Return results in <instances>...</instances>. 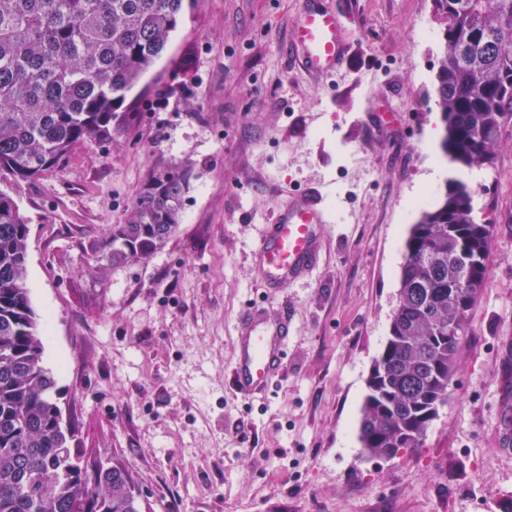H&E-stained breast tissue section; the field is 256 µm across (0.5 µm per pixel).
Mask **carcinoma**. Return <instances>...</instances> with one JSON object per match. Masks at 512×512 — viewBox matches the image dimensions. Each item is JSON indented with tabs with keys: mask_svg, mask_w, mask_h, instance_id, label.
<instances>
[{
	"mask_svg": "<svg viewBox=\"0 0 512 512\" xmlns=\"http://www.w3.org/2000/svg\"><path fill=\"white\" fill-rule=\"evenodd\" d=\"M444 55L435 76L441 149L463 168L492 162L512 110V0H435ZM184 0H0V179L58 170L129 118L127 94L162 56ZM194 179L187 163L146 176L124 224L95 253L114 266L164 249ZM474 194L448 179L411 225L389 336L366 381L359 440L370 458L416 448L448 401L469 313L484 287L492 231ZM30 228L0 190V512H141L124 466L71 451L41 317L27 285Z\"/></svg>",
	"mask_w": 512,
	"mask_h": 512,
	"instance_id": "cac0c4a2",
	"label": "carcinoma"
}]
</instances>
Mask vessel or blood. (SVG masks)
<instances>
[{
    "mask_svg": "<svg viewBox=\"0 0 512 512\" xmlns=\"http://www.w3.org/2000/svg\"><path fill=\"white\" fill-rule=\"evenodd\" d=\"M343 31L342 17L325 8L321 0H301L290 49L309 72L337 70L345 56ZM329 217L322 195L307 190L264 225L255 251L268 284L299 279L317 265L320 230ZM290 327L291 318L285 312L274 319L251 313L241 317L243 341L234 372L235 385L242 393L266 388L281 372Z\"/></svg>",
    "mask_w": 512,
    "mask_h": 512,
    "instance_id": "1",
    "label": "vessel or blood"
}]
</instances>
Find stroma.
<instances>
[{"label": "stroma", "instance_id": "35a3bbf8", "mask_svg": "<svg viewBox=\"0 0 512 512\" xmlns=\"http://www.w3.org/2000/svg\"><path fill=\"white\" fill-rule=\"evenodd\" d=\"M301 0H185L130 94L137 119L38 180L0 182L30 226L28 278L72 448L132 473L142 512H505L512 506V118L479 170L489 274L447 402L418 447L366 457V378L389 335L409 229L452 164L438 144L434 0H323L346 58L312 77L289 41ZM378 114L387 129L373 128ZM195 172L181 222L143 262L93 269L149 170ZM318 189L336 214L318 267L266 287L254 243L276 207ZM249 308L292 318L286 366L239 394Z\"/></svg>", "mask_w": 512, "mask_h": 512}]
</instances>
